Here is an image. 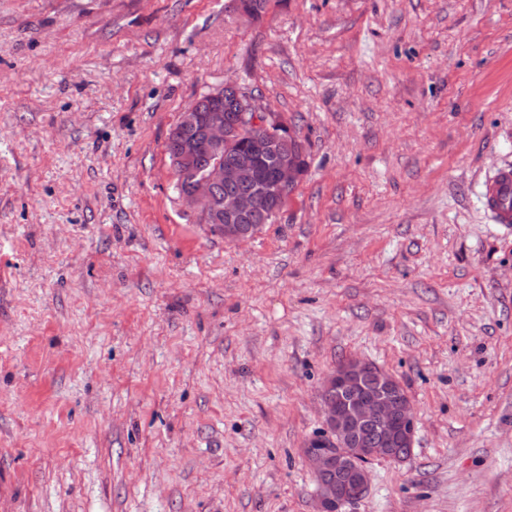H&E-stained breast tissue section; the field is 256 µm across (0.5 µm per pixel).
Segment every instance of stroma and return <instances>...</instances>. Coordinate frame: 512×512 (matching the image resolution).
Returning a JSON list of instances; mask_svg holds the SVG:
<instances>
[{"label": "stroma", "mask_w": 512, "mask_h": 512, "mask_svg": "<svg viewBox=\"0 0 512 512\" xmlns=\"http://www.w3.org/2000/svg\"><path fill=\"white\" fill-rule=\"evenodd\" d=\"M235 82L308 168L212 235L165 142ZM512 0H0V512H314L348 357L408 458L345 512H512ZM511 198L512 169L505 166L499 168L494 175L487 180L483 191L485 209L492 215L496 224H511Z\"/></svg>", "instance_id": "1"}]
</instances>
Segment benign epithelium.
Instances as JSON below:
<instances>
[{"mask_svg": "<svg viewBox=\"0 0 512 512\" xmlns=\"http://www.w3.org/2000/svg\"><path fill=\"white\" fill-rule=\"evenodd\" d=\"M209 96L230 97L235 117L230 121L220 110L203 115L196 104L189 105L172 128V140L179 141L172 157V170L179 172L196 156L195 141L178 140L183 132L197 133V139L207 149L224 154V158L208 165L201 176L187 181L186 188L180 191V201L206 224L210 222L215 190L225 188L222 234L228 240H244L262 228L245 220L256 210L276 215L279 195L300 181L303 169L290 155L274 159L271 174H265L257 155L241 152L242 133L261 135L257 145L263 150L280 140L297 142L299 136L282 115L262 111L255 99L232 81ZM320 399L323 431L306 443L303 455L318 478L317 512H342L344 506L366 495L367 464L378 458L400 461L412 450L414 410L393 375L358 357L345 359L326 377Z\"/></svg>", "mask_w": 512, "mask_h": 512, "instance_id": "7a95c632", "label": "benign epithelium"}]
</instances>
